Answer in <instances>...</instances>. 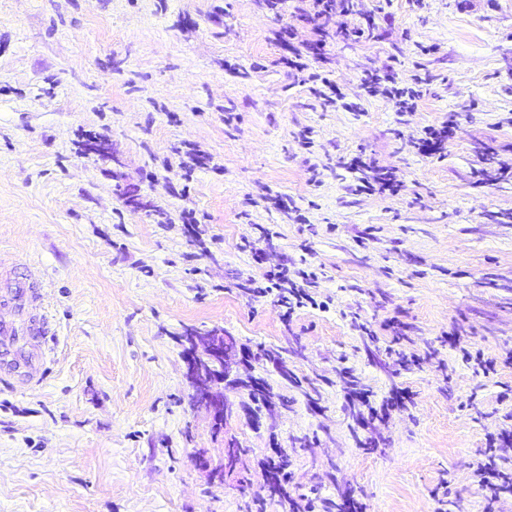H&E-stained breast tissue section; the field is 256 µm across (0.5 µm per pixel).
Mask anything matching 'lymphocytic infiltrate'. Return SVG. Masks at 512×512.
<instances>
[{
    "instance_id": "f902f5d3",
    "label": "lymphocytic infiltrate",
    "mask_w": 512,
    "mask_h": 512,
    "mask_svg": "<svg viewBox=\"0 0 512 512\" xmlns=\"http://www.w3.org/2000/svg\"><path fill=\"white\" fill-rule=\"evenodd\" d=\"M352 14V0H309V17L319 22L314 29L316 47L324 46V27L331 23L336 24L343 38L362 36L364 30L352 24ZM287 35L290 40L288 52L279 58V65L294 77L300 78L302 83L311 85L316 99L328 105L335 104L340 97L335 81L311 71L304 52L306 43L299 40L296 29H289ZM362 84L368 96L382 99L398 112L414 111L424 91L421 77H414L412 82L404 83L387 71L365 73ZM459 131L460 124L456 116L452 115L438 124L424 127L418 135L410 136L409 143L420 155L433 157L441 154L445 144L455 138ZM347 166L360 175L356 192L395 196L404 189V182L395 171L372 167L363 155L353 156ZM256 261L263 270L262 277L258 280L248 279L244 285L246 292L254 298H272L281 317L286 320L292 319L297 310L315 305L316 300L311 293L319 279L315 270L300 269L292 272L285 260L272 262L263 255L257 256ZM350 319L357 330L371 341H378L380 335H387L384 351L391 361L394 374L422 367L424 359L413 349L404 322L391 317L375 325L362 320L355 311L351 312ZM441 339L460 353L463 363L475 375L487 377L496 374L498 365H512L511 348L504 349L495 358L486 356L483 350L474 347L468 337L462 336L458 330L443 333ZM338 376L347 403L355 408L359 422L371 431L370 436L361 440L360 446L365 453H376L386 441L384 431L391 420L410 412L414 394L411 389L402 387L378 401L371 391L357 383L347 369H340ZM511 446L512 412L509 411L502 415L496 429L487 433L481 456L471 466L472 481L486 501V512H502L503 505L512 500V469L501 463L503 450Z\"/></svg>"
}]
</instances>
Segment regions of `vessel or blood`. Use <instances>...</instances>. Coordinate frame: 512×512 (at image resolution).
I'll return each mask as SVG.
<instances>
[{"mask_svg": "<svg viewBox=\"0 0 512 512\" xmlns=\"http://www.w3.org/2000/svg\"><path fill=\"white\" fill-rule=\"evenodd\" d=\"M45 284L27 263L0 270V375L26 387L41 385L48 370Z\"/></svg>", "mask_w": 512, "mask_h": 512, "instance_id": "b4317fda", "label": "vessel or blood"}]
</instances>
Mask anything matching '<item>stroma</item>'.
I'll return each instance as SVG.
<instances>
[{
  "mask_svg": "<svg viewBox=\"0 0 512 512\" xmlns=\"http://www.w3.org/2000/svg\"><path fill=\"white\" fill-rule=\"evenodd\" d=\"M295 4L0 0V264L45 272L53 331L42 386L0 382V512H252L278 449L296 495L431 512L444 490L447 512H485L469 464L512 410V367L477 377L439 338L458 324L488 353L512 347V180L473 185L486 149H512V0H358L373 28L309 55L341 89L333 105L275 64ZM388 66L427 78L416 111L364 92V72ZM451 114L461 131L442 157L411 151L406 134ZM191 148L204 162L189 174L177 154ZM361 149L406 191L355 194L345 160ZM190 210L206 223L186 228ZM255 249L316 268L324 307L285 323L243 291ZM353 307L406 322L423 367L393 375ZM190 328L233 336L287 405L255 417L247 388L226 387L213 434L184 378ZM280 347V364L262 359ZM342 365L376 398L415 393L381 452L358 445ZM232 444L213 482L194 459Z\"/></svg>",
  "mask_w": 512,
  "mask_h": 512,
  "instance_id": "1",
  "label": "stroma"
}]
</instances>
